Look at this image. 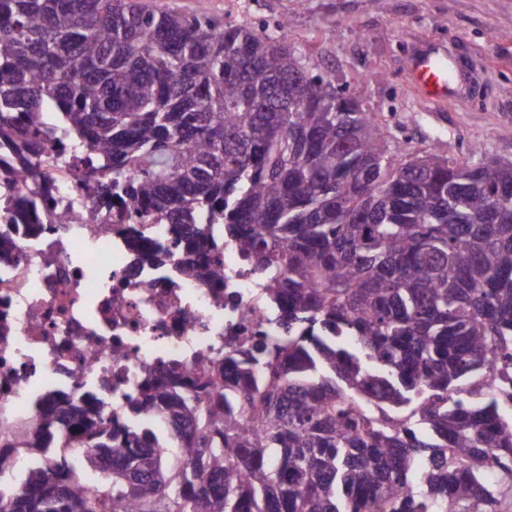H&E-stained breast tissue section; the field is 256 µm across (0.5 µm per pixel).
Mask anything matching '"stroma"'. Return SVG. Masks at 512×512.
Here are the masks:
<instances>
[{
    "label": "stroma",
    "mask_w": 512,
    "mask_h": 512,
    "mask_svg": "<svg viewBox=\"0 0 512 512\" xmlns=\"http://www.w3.org/2000/svg\"><path fill=\"white\" fill-rule=\"evenodd\" d=\"M157 9L235 23L288 19V41L316 72L383 113L398 156L438 146L479 162L512 154V0H145ZM430 42L464 67L476 93L459 106L427 103L406 62Z\"/></svg>",
    "instance_id": "35a3bbf8"
}]
</instances>
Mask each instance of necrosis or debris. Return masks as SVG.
I'll return each mask as SVG.
<instances>
[{
    "label": "necrosis or debris",
    "mask_w": 512,
    "mask_h": 512,
    "mask_svg": "<svg viewBox=\"0 0 512 512\" xmlns=\"http://www.w3.org/2000/svg\"><path fill=\"white\" fill-rule=\"evenodd\" d=\"M67 150L49 198L19 179L0 186V431L36 429L45 395L99 403L104 414L135 395L145 378L192 368L225 339L282 335L279 312L260 298L262 280L232 242L219 251L224 285L189 273L170 224L120 230V207L98 206L68 175L88 145L56 131ZM35 203L32 219L11 220L16 198Z\"/></svg>",
    "instance_id": "1"
}]
</instances>
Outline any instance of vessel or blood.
Masks as SVG:
<instances>
[{"label":"vessel or blood","instance_id":"vessel-or-blood-1","mask_svg":"<svg viewBox=\"0 0 512 512\" xmlns=\"http://www.w3.org/2000/svg\"><path fill=\"white\" fill-rule=\"evenodd\" d=\"M407 73L427 99L439 104L458 102V82L449 78L448 57L438 48L429 46L412 55Z\"/></svg>","mask_w":512,"mask_h":512}]
</instances>
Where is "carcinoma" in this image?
<instances>
[{
	"label": "carcinoma",
	"instance_id": "1",
	"mask_svg": "<svg viewBox=\"0 0 512 512\" xmlns=\"http://www.w3.org/2000/svg\"><path fill=\"white\" fill-rule=\"evenodd\" d=\"M286 29L137 0H0V146L15 157L0 177L55 180L50 159L29 163L50 111L88 143L71 175L98 203L192 225L189 248L229 239L288 304L285 338L149 377L110 418L51 398L72 428L0 441L19 484L0 487V512H503L512 155L393 154L387 123ZM190 272L224 287L216 263ZM85 445L78 465L56 460ZM82 471L105 474L97 493Z\"/></svg>",
	"mask_w": 512,
	"mask_h": 512
}]
</instances>
